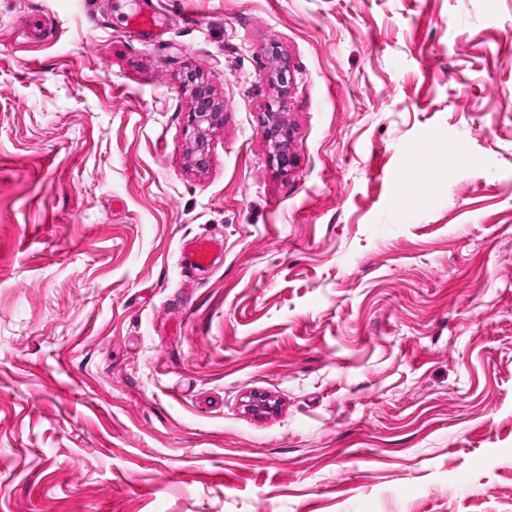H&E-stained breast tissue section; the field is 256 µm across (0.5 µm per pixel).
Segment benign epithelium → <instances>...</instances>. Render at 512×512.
I'll list each match as a JSON object with an SVG mask.
<instances>
[{
  "instance_id": "7a95c632",
  "label": "benign epithelium",
  "mask_w": 512,
  "mask_h": 512,
  "mask_svg": "<svg viewBox=\"0 0 512 512\" xmlns=\"http://www.w3.org/2000/svg\"><path fill=\"white\" fill-rule=\"evenodd\" d=\"M183 85L191 100L188 124L193 142L191 160L195 168L201 171L209 165V136L212 129L223 120V107L216 102L209 82L196 74L189 73L183 79ZM263 124L267 129L272 159L281 168H287L292 162V154L289 148L290 136L281 120V113L267 110L263 113Z\"/></svg>"
}]
</instances>
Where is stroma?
<instances>
[{
  "mask_svg": "<svg viewBox=\"0 0 512 512\" xmlns=\"http://www.w3.org/2000/svg\"><path fill=\"white\" fill-rule=\"evenodd\" d=\"M154 1L0 0V512H512V0ZM126 27L129 33L136 39L147 42L153 36L156 27V15L154 13L135 12L128 17ZM188 75L186 79V75ZM183 79L185 91L191 100L188 128L193 142L192 164L197 170H204L210 162L209 136L214 127L223 120V107L215 99L212 86L202 77L187 72ZM281 114V112H274L268 108L263 113V124L269 137L271 157L278 166L285 169L292 162V154L289 148L290 136L281 120ZM216 251L217 245L207 238L194 239L182 247L184 259L196 269L209 267Z\"/></svg>",
  "mask_w": 512,
  "mask_h": 512,
  "instance_id": "1",
  "label": "stroma"
}]
</instances>
